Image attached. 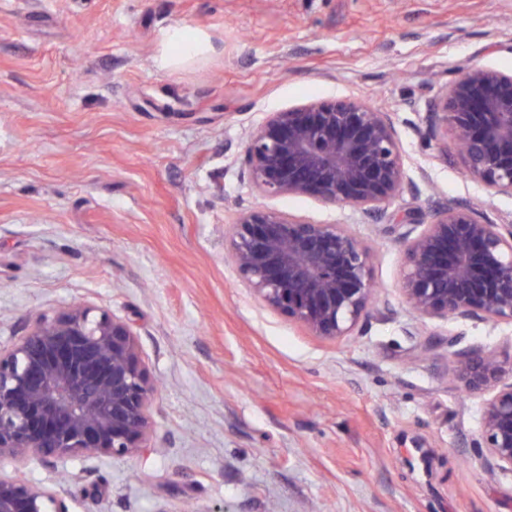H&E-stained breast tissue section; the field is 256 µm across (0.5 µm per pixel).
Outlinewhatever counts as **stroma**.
<instances>
[{"label": "stroma", "mask_w": 512, "mask_h": 512, "mask_svg": "<svg viewBox=\"0 0 512 512\" xmlns=\"http://www.w3.org/2000/svg\"><path fill=\"white\" fill-rule=\"evenodd\" d=\"M185 23L213 49L159 68ZM512 72V0H0V346L76 303L136 333L158 383L153 450L0 475L67 489L70 512H512L482 467L481 399L456 352L512 345V324L406 307L400 220L449 200L512 220L413 131L461 65ZM396 113L411 186L365 224L353 208L262 197L245 132L312 101ZM347 224L374 255L360 333L309 336L224 260L245 208Z\"/></svg>", "instance_id": "1"}]
</instances>
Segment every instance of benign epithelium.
Returning a JSON list of instances; mask_svg holds the SVG:
<instances>
[{"instance_id":"obj_1","label":"benign epithelium","mask_w":512,"mask_h":512,"mask_svg":"<svg viewBox=\"0 0 512 512\" xmlns=\"http://www.w3.org/2000/svg\"><path fill=\"white\" fill-rule=\"evenodd\" d=\"M448 121L468 176L512 197V73L461 66L415 131L430 143ZM242 164L262 196L312 197L365 220L408 184L396 113L351 99L269 113ZM404 224L400 292L417 316L512 324L511 223L450 201ZM224 256L262 305L321 340L354 335L376 298L372 250L347 224L245 210L225 231ZM454 377L482 397L487 467L512 474V349L464 355ZM156 396L127 323L86 304L40 315L0 348V461L55 468L142 453L152 448ZM0 512L69 509L60 485L0 476Z\"/></svg>"}]
</instances>
